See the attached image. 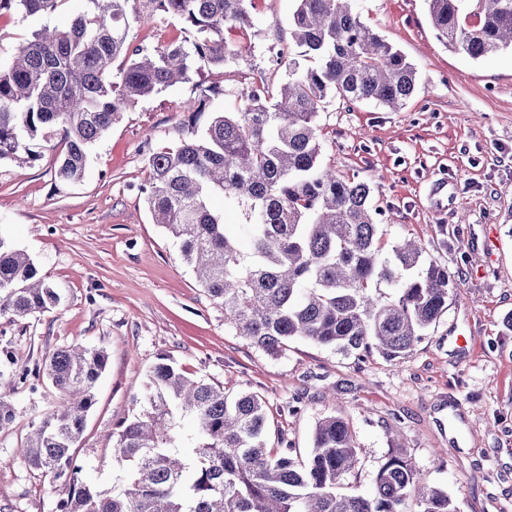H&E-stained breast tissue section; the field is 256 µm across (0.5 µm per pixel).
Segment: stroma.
<instances>
[{
	"label": "stroma",
	"instance_id": "35a3bbf8",
	"mask_svg": "<svg viewBox=\"0 0 512 512\" xmlns=\"http://www.w3.org/2000/svg\"><path fill=\"white\" fill-rule=\"evenodd\" d=\"M295 0H255L246 61L205 72L213 109L233 110L250 81L281 83L288 68L269 49L288 43ZM362 19L415 64L419 81L405 108L328 100L321 111L323 160L368 183L388 215L385 245L420 240L425 260L448 267L459 298L404 359L357 358L306 340L270 357L224 325V309L202 288L178 244L154 224L141 185L148 150L187 134L180 84L127 110L89 150L84 179L55 185L59 152L26 166L0 164V233L27 253L61 304L24 319L0 315V347L36 367L55 349H105L108 366L76 453L89 478L118 491L108 433L132 411L148 368L173 358L184 373L260 394L276 434L308 453L316 421L342 416L360 462L342 489L369 493L391 449L443 488L458 512H512V51L473 60L449 50L431 27L424 0H355ZM184 32L160 19H131L133 45L153 50ZM470 349L459 348L458 335ZM0 396L16 410L0 433V512H56L65 479L30 474L21 448L57 399L47 379L37 391L0 372ZM301 399L302 409L287 405Z\"/></svg>",
	"mask_w": 512,
	"mask_h": 512
}]
</instances>
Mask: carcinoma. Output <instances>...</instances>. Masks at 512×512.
Wrapping results in <instances>:
<instances>
[{
	"mask_svg": "<svg viewBox=\"0 0 512 512\" xmlns=\"http://www.w3.org/2000/svg\"><path fill=\"white\" fill-rule=\"evenodd\" d=\"M62 2L0 0V10L14 9L23 23L53 15ZM296 2L287 79L246 89L234 112H214L215 91L199 77L245 60L224 30L250 40L252 0H81L67 27L32 30L0 61V162H34L56 139L54 183H77L90 146L123 112L190 84L188 136L149 153L141 192L154 223L224 306V325L272 357L303 339L398 361L448 310L456 283L440 264L421 267L419 243L404 240L383 253V211L370 202L372 188L322 161L317 120L329 98L397 112L415 91L417 70L361 20L353 0ZM425 4L437 39L454 52L479 60L512 50V0ZM132 13L159 16L194 36L153 51L134 47ZM216 195L238 221L229 224L212 209ZM383 284L395 293H380ZM62 298L33 259L0 235V315L41 314ZM0 363L22 385L43 373L60 393L22 448L36 476L68 480L58 512H457L448 492L423 484L398 448L379 468L373 496L340 493L359 463L342 416L317 421L305 457L284 438L269 448L259 395L231 396L205 378L191 379L165 355L147 371L132 415L112 433L124 488L111 495L83 481L86 464L72 451L96 404L107 353L60 347L39 371L15 368L5 346ZM185 416L195 422L191 433L179 430ZM15 419L0 398V430Z\"/></svg>",
	"mask_w": 512,
	"mask_h": 512,
	"instance_id": "cac0c4a2",
	"label": "carcinoma"
}]
</instances>
